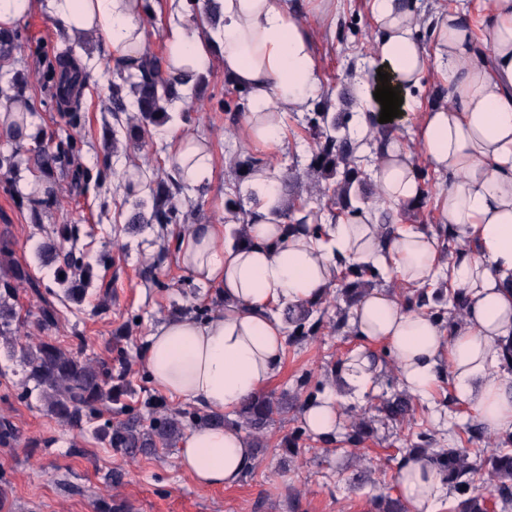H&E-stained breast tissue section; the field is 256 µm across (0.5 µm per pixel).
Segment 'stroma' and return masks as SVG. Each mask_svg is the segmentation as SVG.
Here are the masks:
<instances>
[{"instance_id": "35a3bbf8", "label": "stroma", "mask_w": 512, "mask_h": 512, "mask_svg": "<svg viewBox=\"0 0 512 512\" xmlns=\"http://www.w3.org/2000/svg\"><path fill=\"white\" fill-rule=\"evenodd\" d=\"M296 3L302 21L316 33L321 99L332 112L356 115L361 104L351 87L368 67L374 37L367 0H334L327 18L314 0ZM18 28L30 47L15 52L17 68L40 72L46 58L68 47L74 57L102 65L105 74L114 72L99 40L68 46L51 20L39 13L27 15ZM109 88V83L94 81L81 88L79 95L87 141L80 162L93 170L110 167L112 176L104 196L68 189L59 206L43 217L47 224L78 221L91 253L109 248L111 264L97 269L99 277L112 284L109 297L93 287L83 303L59 302L61 290L53 270L41 266L36 252L43 237L28 212L17 208L8 180L0 176V238L12 240L16 261L43 286L40 295L25 288L17 298L15 308L25 321L24 334L12 342L0 339V420H7L11 429L10 435L0 434V512H104L111 505L119 512H373L376 496L397 493V472L387 460L398 455L411 435L409 425L379 420L373 436L358 448L337 449L314 441L289 459L280 442L302 424V411L295 407L277 416L269 428V446L255 458L250 477L230 488H202L179 469L177 447L158 450L153 456L126 457L96 439L93 426L69 427L47 412L37 396L25 394L14 374L18 361L9 351L14 345L46 337L92 359L111 362L126 355L125 380L131 393L124 401L142 415L180 408V401L150 382L141 358L142 341L152 324L168 316L222 305L215 288L193 282L182 268L170 244L179 225H168L161 233L153 227L127 231L130 206L115 188L136 164L167 174L170 143L163 126L150 128L139 141L107 138ZM191 105V120L183 129L204 139L214 157L211 177L188 194L199 204L194 221L222 224L227 198L246 192L245 184L234 176L231 158L247 150L261 158L265 152L249 149L244 142L245 112L239 109L235 89L220 66L207 72L202 94ZM395 128L414 157L426 195L423 204L402 211L395 221L436 229V190L444 177L422 157L413 121L399 120ZM44 300L58 303L60 310L56 327L46 331L35 322ZM356 343L350 329L337 333L327 328L313 339L285 345L280 369L265 385V393L294 392L297 378L305 373L322 390L332 389L331 369ZM415 407L416 419L431 430L439 445L487 446V439L469 440L465 426L474 416L457 404L448 383L436 389L432 404L419 401Z\"/></svg>"}]
</instances>
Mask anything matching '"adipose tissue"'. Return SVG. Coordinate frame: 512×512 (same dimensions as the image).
<instances>
[{"instance_id": "1", "label": "adipose tissue", "mask_w": 512, "mask_h": 512, "mask_svg": "<svg viewBox=\"0 0 512 512\" xmlns=\"http://www.w3.org/2000/svg\"><path fill=\"white\" fill-rule=\"evenodd\" d=\"M220 21L176 12L159 36L167 68L189 75L223 67L248 92L243 137L271 154L288 146L289 115L309 109L322 80L313 30L289 0H219ZM376 30L370 68L357 78L361 102L354 131L373 130L381 105L378 71L388 72L416 117L421 151L435 171L450 175L437 192L439 221L452 228L458 250L442 255L438 233L402 224L381 234L377 212L398 213L415 203L423 186L401 138L382 135L372 169L376 194L355 217L328 224L320 237L286 233L275 212L284 208L280 174L269 167L250 174L248 194L258 202L236 243L228 224H190L175 239L183 268L202 286L216 287L222 310L207 319L168 317L152 326L145 368L166 395L208 411L224 412L257 393L275 375L284 336L278 309L304 303L336 283L339 261L369 266L411 288L445 281L465 296L462 322L442 326L386 291L368 290L348 321L361 341L336 368V387L304 406L302 420L317 436L341 432L340 397L361 398L379 377L369 349L384 346L402 389L431 395L450 373L456 400L494 437L512 436V373L502 367L512 342V0H480L476 13L439 14L433 44L409 0H368ZM46 14L66 39L94 34L107 58L122 66L139 59L147 40L143 0H0V29L31 12ZM448 82V100L423 106L415 97L428 70ZM170 166L191 186L213 172L211 152L195 136L173 128ZM254 454L232 425L191 429L177 464L203 487H232ZM445 483L430 459L404 460L397 491L407 512H437Z\"/></svg>"}]
</instances>
